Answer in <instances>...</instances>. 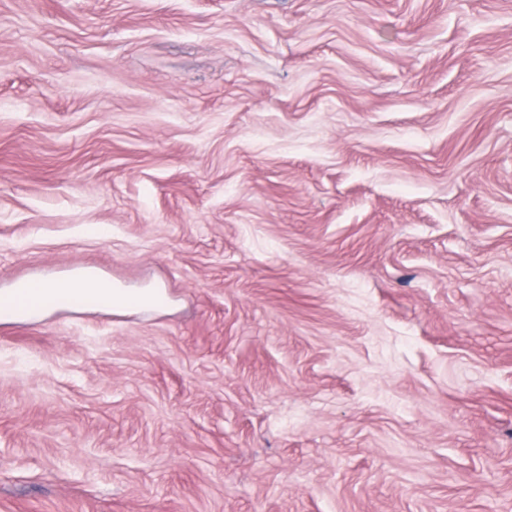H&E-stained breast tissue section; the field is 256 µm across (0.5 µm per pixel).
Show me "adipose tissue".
I'll return each instance as SVG.
<instances>
[{
    "label": "adipose tissue",
    "instance_id": "ef3b65f1",
    "mask_svg": "<svg viewBox=\"0 0 512 512\" xmlns=\"http://www.w3.org/2000/svg\"><path fill=\"white\" fill-rule=\"evenodd\" d=\"M104 293L113 312L153 306L166 309L169 300L161 288H124L93 270H83L64 282L41 279L28 288L0 289V321H30L44 316L47 302L60 297Z\"/></svg>",
    "mask_w": 512,
    "mask_h": 512
}]
</instances>
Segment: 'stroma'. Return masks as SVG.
<instances>
[{"mask_svg": "<svg viewBox=\"0 0 512 512\" xmlns=\"http://www.w3.org/2000/svg\"><path fill=\"white\" fill-rule=\"evenodd\" d=\"M0 512H512V0H0ZM101 292L108 299L114 313H122L130 308L153 306L164 310L169 300L163 288H122L93 270H83L64 282L41 279L31 284V288L0 289V321H30L47 313L45 302L55 304L58 297L88 296V293Z\"/></svg>", "mask_w": 512, "mask_h": 512, "instance_id": "stroma-1", "label": "stroma"}]
</instances>
